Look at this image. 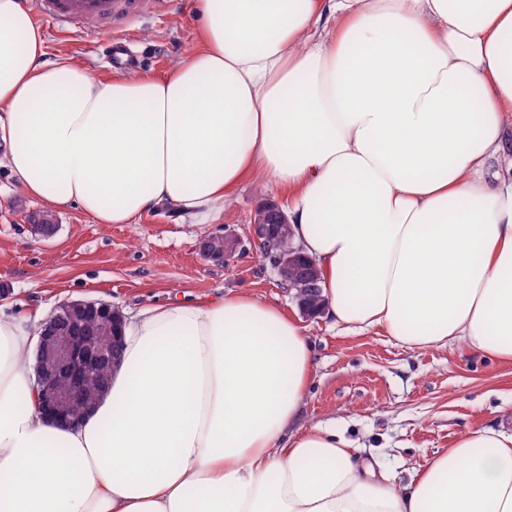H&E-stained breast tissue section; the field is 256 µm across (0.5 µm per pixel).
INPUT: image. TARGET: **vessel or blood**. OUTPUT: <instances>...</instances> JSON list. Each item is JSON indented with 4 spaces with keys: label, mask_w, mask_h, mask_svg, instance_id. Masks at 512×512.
Masks as SVG:
<instances>
[{
    "label": "vessel or blood",
    "mask_w": 512,
    "mask_h": 512,
    "mask_svg": "<svg viewBox=\"0 0 512 512\" xmlns=\"http://www.w3.org/2000/svg\"><path fill=\"white\" fill-rule=\"evenodd\" d=\"M136 0H31L37 17L55 22L62 28L93 26L111 31L113 22L127 16Z\"/></svg>",
    "instance_id": "b4317fda"
}]
</instances>
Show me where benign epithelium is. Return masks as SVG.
Masks as SVG:
<instances>
[{"instance_id": "7a95c632", "label": "benign epithelium", "mask_w": 512, "mask_h": 512, "mask_svg": "<svg viewBox=\"0 0 512 512\" xmlns=\"http://www.w3.org/2000/svg\"><path fill=\"white\" fill-rule=\"evenodd\" d=\"M264 223L249 224V243L273 252L271 270L276 281L288 288L289 269L294 265L300 248H281L285 239H293L291 225L282 206L268 201L263 206ZM245 248L241 237L224 226V232L207 237L201 252L212 262L226 266L236 262ZM316 289L315 278L307 276L292 297L300 313L313 317L316 309L308 303V295ZM109 318L121 329L123 317L112 303L103 300H70L61 302L43 325L38 360L44 368L38 373L36 392L41 413L61 424H75L90 409L84 403L88 381L99 375L105 366L115 364L121 337L102 336L92 323Z\"/></svg>"}]
</instances>
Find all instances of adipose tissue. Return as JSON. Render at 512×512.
I'll list each match as a JSON object with an SVG mask.
<instances>
[{"mask_svg":"<svg viewBox=\"0 0 512 512\" xmlns=\"http://www.w3.org/2000/svg\"><path fill=\"white\" fill-rule=\"evenodd\" d=\"M195 54L100 80L0 0V145L23 194L132 224L285 190L324 312L512 359V0H194ZM39 317L0 307V512H512V433L407 485L298 425L303 328L239 293L143 308L78 424L38 411Z\"/></svg>","mask_w":512,"mask_h":512,"instance_id":"ef3b65f1","label":"adipose tissue"}]
</instances>
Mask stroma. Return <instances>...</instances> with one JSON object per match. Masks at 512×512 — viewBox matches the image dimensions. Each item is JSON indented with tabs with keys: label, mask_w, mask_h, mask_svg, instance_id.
Listing matches in <instances>:
<instances>
[{
	"label": "stroma",
	"mask_w": 512,
	"mask_h": 512,
	"mask_svg": "<svg viewBox=\"0 0 512 512\" xmlns=\"http://www.w3.org/2000/svg\"><path fill=\"white\" fill-rule=\"evenodd\" d=\"M49 58H67L100 79L121 76L100 58L107 37L130 43L133 75L164 76L198 47L193 0H144L114 22L111 34L42 22ZM282 193L263 178L245 180L223 213L204 224L161 208L134 224H99L74 207L55 211L58 231L45 239L31 228L44 204L20 192L0 164V302L50 315L61 301L112 302L126 314L142 306L206 301L245 292L297 318L313 348V376L301 409L303 426L342 433L360 455L398 481L454 447L466 430L512 432V360L479 357L456 343L420 351L372 330L354 333L326 318L302 317L256 249L224 267L205 259L200 243L233 225L246 235L251 217Z\"/></svg>",
	"instance_id": "35a3bbf8"
}]
</instances>
